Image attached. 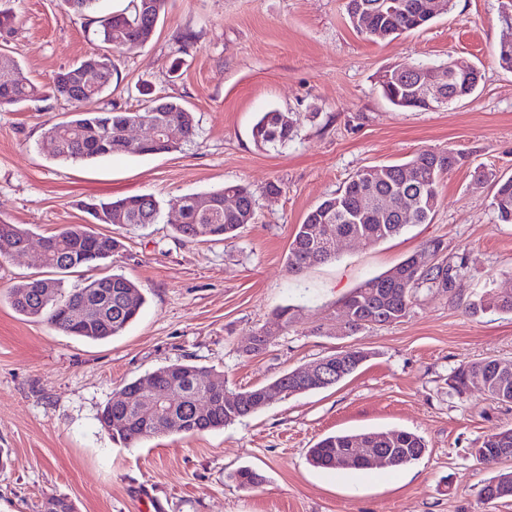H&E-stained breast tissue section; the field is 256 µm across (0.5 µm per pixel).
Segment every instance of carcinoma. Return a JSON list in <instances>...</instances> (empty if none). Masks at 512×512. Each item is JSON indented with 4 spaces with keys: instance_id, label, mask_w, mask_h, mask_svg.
Returning a JSON list of instances; mask_svg holds the SVG:
<instances>
[{
    "instance_id": "obj_1",
    "label": "carcinoma",
    "mask_w": 512,
    "mask_h": 512,
    "mask_svg": "<svg viewBox=\"0 0 512 512\" xmlns=\"http://www.w3.org/2000/svg\"><path fill=\"white\" fill-rule=\"evenodd\" d=\"M168 0H129L128 6L101 20L99 35L108 45V51L97 54L105 69L100 87L85 92L65 81L66 73L58 71L43 85H36L18 76L19 62L8 52H0V109L27 102L61 97L74 110L68 119L52 124L47 132L54 140L47 148L49 155L62 160H90L114 154L142 155L150 139L132 145L121 141L126 123L144 115L158 104L159 122L179 134V143L195 134L193 114L180 103L150 99L141 109L120 110L96 107L97 102L112 85L117 71L114 52L128 42L147 39L155 33ZM346 15L355 30L372 42L392 40L400 34L424 27L433 20L426 11V0H346ZM16 15L10 0H0V35L14 32ZM421 72L410 70L403 80L396 82L379 78L383 97L395 108L416 109L418 105L406 99L409 87L416 84ZM479 82L471 79L464 85L457 80L448 83L451 104L470 97ZM292 119L284 112L270 110L260 115L252 128V137L260 148L283 145L293 138ZM461 156L454 150H425L402 164L380 166L382 175L372 182L367 170L355 173L336 193L311 209L302 224L297 226L290 244L288 268L299 273L336 257V252L321 244L325 236L345 235L374 246L401 233L409 224H424L430 220L438 203L441 179L455 168ZM411 168L414 179L407 180L404 169ZM233 195L234 208L224 207L227 195ZM388 201L384 211L374 209L369 196ZM417 198L415 219L409 221L395 212L400 197ZM491 207L501 224H512V177L500 179L491 200ZM175 231L187 239L224 240L236 235L256 216L255 193L247 185L229 183L223 188L203 195L183 197L174 204ZM92 215L107 224L141 226L155 224L160 217L158 201L151 195H135L115 201L95 204ZM50 251L43 267L57 273H67L82 267L96 266L112 260L118 252L119 241L97 233L83 224H67L47 237ZM403 282L395 284L385 273L363 282L344 300L341 312L348 315V334L353 335L375 321L393 323L410 312L415 296L422 287L449 289L454 286L458 270L463 265L437 264L427 269L415 268L410 259L400 263ZM12 308L31 319H45L57 329L80 338L99 341L120 335L138 316L145 303L141 286L121 275L110 274L86 278L77 287L63 291L62 281L55 278H28L15 284L8 292ZM85 303L98 309L99 316L77 322L71 327L64 317L66 309ZM472 309L512 312V294L507 296L492 289L483 291L472 304ZM166 375L162 394L168 397L165 410L155 420L139 416L140 405L147 400L149 388L142 378L126 383L122 391L126 401L113 408L104 406L100 414L112 415V441L132 446L141 438L159 433H200L232 425L275 402L266 385L234 392L238 403L224 406V394L229 392L224 374L206 371L191 363H174L160 369ZM338 384L333 380L322 384H301L288 381V394L328 389ZM217 394L207 413H198L195 394L198 388ZM448 387L459 395L478 393L490 395L502 403H512V361L484 359L457 367L448 377ZM376 437L372 447L380 448L390 456V467L398 468L419 459L426 445L419 435L400 429L361 431L331 435L308 450V460L326 470L336 469V455L355 446L358 440ZM512 448V428L496 431L483 437L481 445L471 455L481 464L495 466L498 449ZM230 478L243 489H252L263 483L256 470L244 467ZM486 502L512 501V472L499 470L479 490Z\"/></svg>"
}]
</instances>
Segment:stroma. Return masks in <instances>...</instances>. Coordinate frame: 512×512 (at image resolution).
I'll return each mask as SVG.
<instances>
[{
  "instance_id": "1",
  "label": "stroma",
  "mask_w": 512,
  "mask_h": 512,
  "mask_svg": "<svg viewBox=\"0 0 512 512\" xmlns=\"http://www.w3.org/2000/svg\"><path fill=\"white\" fill-rule=\"evenodd\" d=\"M501 0H453L430 25L374 43L347 21L346 0H169L152 40L122 50L100 107L136 110L138 88L182 103L194 138L153 155L72 161L49 156L42 137L72 106L60 98L0 110V222L33 243L65 224L117 239L111 264L63 277L65 288L99 274L138 282L145 303L118 336L91 341L15 312L9 288L44 275L35 253L0 257V512H41L62 495L76 512H512L477 495L493 471L473 459L482 438L512 427V403L458 396L448 377L485 358L512 360V313L473 311L477 293H512V224L490 206L512 176V72L495 47L512 37ZM99 0L94 16L63 0H13L7 48L28 80L44 83L97 51V18L123 9ZM464 57L481 70L469 99L438 110H394L376 77L400 64ZM290 113L285 146L257 148L260 113ZM461 162L439 186L426 224L375 246L347 241L335 260L289 272L295 229L360 169L400 163L423 149ZM280 194L265 195L268 183ZM227 183L250 186L256 219L232 238L187 240L166 221L96 224L89 204L150 194L161 209ZM462 265L453 288L420 289L400 322L345 335L342 299L410 255ZM295 318L257 354L246 347L281 307ZM354 346L369 357L335 387L293 394L229 427L148 436L126 447L97 414L129 381L176 362L223 373L229 389ZM398 428L426 444L396 470L338 473L309 464L319 439ZM248 466L263 485L232 481Z\"/></svg>"
}]
</instances>
